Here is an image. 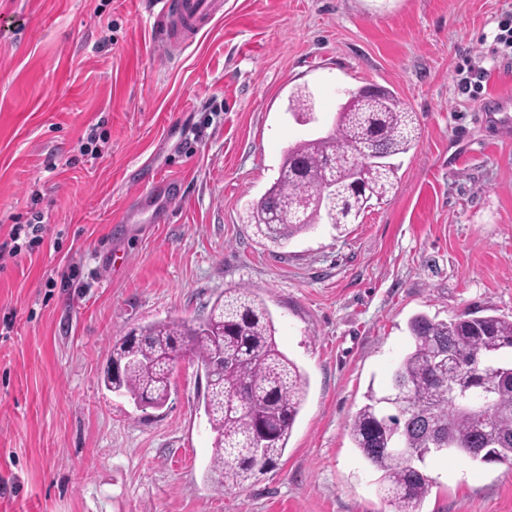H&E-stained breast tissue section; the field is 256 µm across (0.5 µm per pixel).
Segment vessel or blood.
Wrapping results in <instances>:
<instances>
[{"mask_svg": "<svg viewBox=\"0 0 512 512\" xmlns=\"http://www.w3.org/2000/svg\"><path fill=\"white\" fill-rule=\"evenodd\" d=\"M156 5L159 20L155 39L171 59L180 56L224 13L223 0H156ZM176 190L175 182L162 180L156 182L153 191H138L134 199L142 212L156 218Z\"/></svg>", "mask_w": 512, "mask_h": 512, "instance_id": "b4317fda", "label": "vessel or blood"}]
</instances>
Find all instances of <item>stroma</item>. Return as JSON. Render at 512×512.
<instances>
[{"label":"stroma","mask_w":512,"mask_h":512,"mask_svg":"<svg viewBox=\"0 0 512 512\" xmlns=\"http://www.w3.org/2000/svg\"><path fill=\"white\" fill-rule=\"evenodd\" d=\"M508 14L512 0H224L172 62L151 0H0V235L47 226L0 271V512H393L348 428L408 319L512 318V126L475 119L512 94V59L492 51ZM467 59L489 74L474 96L457 84ZM366 84L420 127L396 191L345 232L258 237L246 210L285 151ZM299 86L316 122L287 110ZM166 177L184 201L124 223L136 185ZM237 287L265 301L309 389L278 464L221 488L195 363L160 409L103 378L131 328L202 316ZM427 472L424 512H512V464L438 456Z\"/></svg>","instance_id":"obj_1"}]
</instances>
